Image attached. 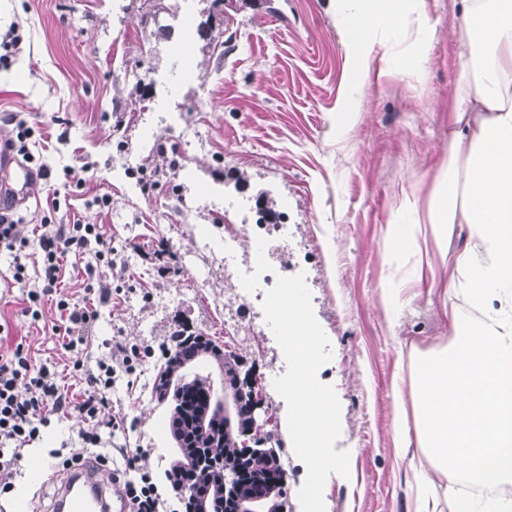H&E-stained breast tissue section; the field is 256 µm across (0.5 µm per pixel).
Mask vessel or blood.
<instances>
[{
	"label": "vessel or blood",
	"mask_w": 512,
	"mask_h": 512,
	"mask_svg": "<svg viewBox=\"0 0 512 512\" xmlns=\"http://www.w3.org/2000/svg\"><path fill=\"white\" fill-rule=\"evenodd\" d=\"M37 182V174L26 165L0 161V206L27 203ZM102 475V469L91 464L74 465L58 483L47 512H115L114 484L103 481Z\"/></svg>",
	"instance_id": "obj_1"
}]
</instances>
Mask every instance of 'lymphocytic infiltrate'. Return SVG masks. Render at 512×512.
Listing matches in <instances>:
<instances>
[{"label":"lymphocytic infiltrate","mask_w":512,"mask_h":512,"mask_svg":"<svg viewBox=\"0 0 512 512\" xmlns=\"http://www.w3.org/2000/svg\"><path fill=\"white\" fill-rule=\"evenodd\" d=\"M60 198H52L51 215L43 216L37 232L40 275L29 281L27 272L28 239L22 236L13 213H0V251L13 256L11 279L26 286L23 296L24 314L39 319L46 297L55 294L65 275L66 262L78 263L93 256L96 264L116 267L118 251L97 224H57L53 212L59 211ZM59 322L53 330L61 339L60 347L73 354L72 369L84 383L78 400H71L56 370L36 362L30 350L23 345L0 352V494L8 492L17 473L16 466L23 450L38 441L41 429L51 416L78 411L82 425L77 431L78 448L61 461L62 468L84 459L87 451L96 450L102 465H110V455L101 453L102 429L128 433L125 413L115 412L103 419L102 411L111 402L112 390L123 377H132L143 358L141 349L128 343L123 336L112 339L110 360L97 361L88 368L79 360L92 336L99 312L94 303H76L62 298L56 303ZM143 448L121 449L126 469L119 474V494L127 512H162L164 501L151 471L136 470L135 459L143 455Z\"/></svg>","instance_id":"1"}]
</instances>
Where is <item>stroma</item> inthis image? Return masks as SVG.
Masks as SVG:
<instances>
[{"label": "stroma", "mask_w": 512, "mask_h": 512, "mask_svg": "<svg viewBox=\"0 0 512 512\" xmlns=\"http://www.w3.org/2000/svg\"><path fill=\"white\" fill-rule=\"evenodd\" d=\"M459 20V0H427L424 48L375 45L349 102L353 74L332 0H226L220 10L212 0H0V34L15 24L22 37L10 69H0V137L13 118L25 119L48 143L40 159L51 172L19 211L22 232L39 223L53 187L69 198L57 223L101 225L125 263V295L100 307L90 360L109 359L107 342L119 333L152 348L142 368L157 375L162 346L185 324L224 337L259 376L285 373L276 341L225 335V318L240 312L236 291L223 263L196 243L223 238L261 192L287 207L285 259L305 273L330 341L332 359L317 377L340 402L334 448L350 455L349 477L325 483L326 512H414L415 475L394 447L393 382L416 357L450 344L448 312L466 307L448 296V261L435 242L421 256L399 255L386 227L428 221L433 176L448 160ZM165 147L177 150L176 169ZM69 167L85 169V186L66 178ZM141 168L159 171L153 189H143ZM100 194L110 209L92 206ZM163 245L172 253L165 274L152 260ZM11 264L0 252V345L21 343L38 361L64 366L53 305L40 321L25 317L21 288L3 283ZM393 278L407 285L395 312ZM112 398L151 450L137 468L153 469L156 449L176 458L167 406L122 380ZM269 407L286 512H301L306 467L293 452L285 401ZM80 424L75 412L52 418L25 449L0 512L48 503L54 487L32 465L53 468L51 451L68 448Z\"/></svg>", "instance_id": "obj_1"}]
</instances>
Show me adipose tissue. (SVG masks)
Masks as SVG:
<instances>
[{"instance_id": "ef3b65f1", "label": "adipose tissue", "mask_w": 512, "mask_h": 512, "mask_svg": "<svg viewBox=\"0 0 512 512\" xmlns=\"http://www.w3.org/2000/svg\"><path fill=\"white\" fill-rule=\"evenodd\" d=\"M459 76L448 114V163L436 175L428 224H391L387 238L447 248L466 228L451 258L448 292L478 313L450 311L453 341L419 359L409 386L394 382L399 448L418 444L411 467L424 486L414 512H512L493 487L512 483V0H460ZM425 0H336L348 32L350 64L368 69L377 37L420 40ZM411 394L415 416L401 399ZM444 491L432 490L434 476Z\"/></svg>"}]
</instances>
